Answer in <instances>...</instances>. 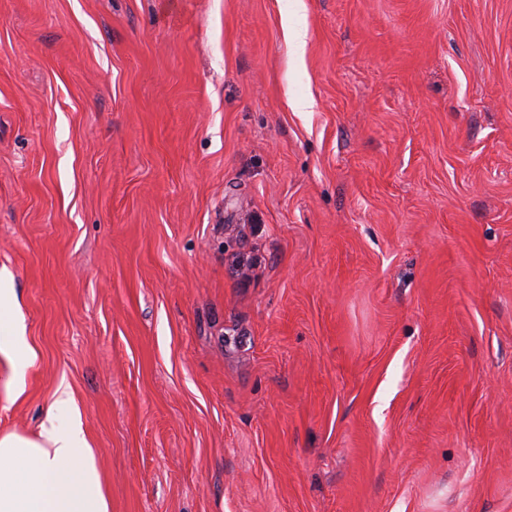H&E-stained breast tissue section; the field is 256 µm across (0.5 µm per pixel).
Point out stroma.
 I'll return each mask as SVG.
<instances>
[{"label": "stroma", "instance_id": "stroma-1", "mask_svg": "<svg viewBox=\"0 0 512 512\" xmlns=\"http://www.w3.org/2000/svg\"><path fill=\"white\" fill-rule=\"evenodd\" d=\"M0 272L112 512H512V0H0Z\"/></svg>", "mask_w": 512, "mask_h": 512}]
</instances>
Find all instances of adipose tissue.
I'll list each match as a JSON object with an SVG mask.
<instances>
[{"mask_svg":"<svg viewBox=\"0 0 512 512\" xmlns=\"http://www.w3.org/2000/svg\"><path fill=\"white\" fill-rule=\"evenodd\" d=\"M14 290L0 280V356L11 365L10 399L25 391L22 372L36 356L19 320L9 318ZM110 499L80 413L67 388H58L37 433H0V512H110Z\"/></svg>","mask_w":512,"mask_h":512,"instance_id":"obj_1","label":"adipose tissue"}]
</instances>
